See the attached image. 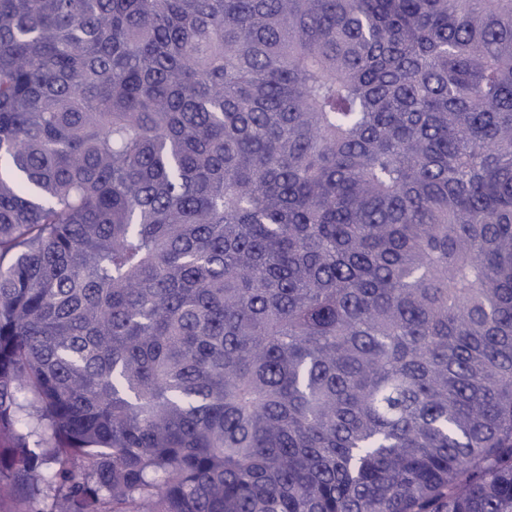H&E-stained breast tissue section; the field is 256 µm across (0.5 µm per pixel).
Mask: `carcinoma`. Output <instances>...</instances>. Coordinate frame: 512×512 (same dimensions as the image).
I'll use <instances>...</instances> for the list:
<instances>
[{"mask_svg": "<svg viewBox=\"0 0 512 512\" xmlns=\"http://www.w3.org/2000/svg\"><path fill=\"white\" fill-rule=\"evenodd\" d=\"M0 161V501L512 512V0H0Z\"/></svg>", "mask_w": 512, "mask_h": 512, "instance_id": "carcinoma-1", "label": "carcinoma"}]
</instances>
